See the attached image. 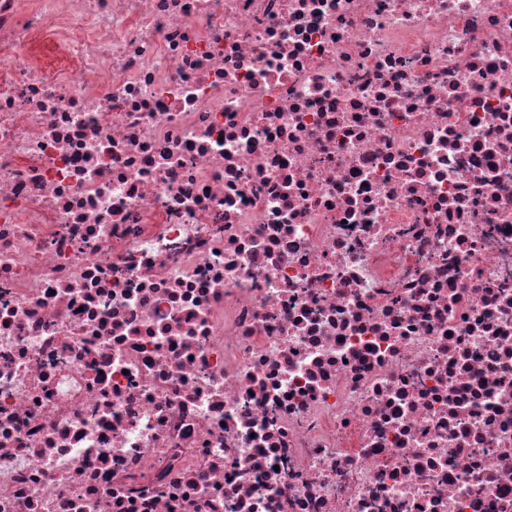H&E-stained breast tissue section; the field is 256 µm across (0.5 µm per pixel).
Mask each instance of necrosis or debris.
Masks as SVG:
<instances>
[{"instance_id": "4bbe7bcc", "label": "necrosis or debris", "mask_w": 512, "mask_h": 512, "mask_svg": "<svg viewBox=\"0 0 512 512\" xmlns=\"http://www.w3.org/2000/svg\"><path fill=\"white\" fill-rule=\"evenodd\" d=\"M0 512H512V0H0Z\"/></svg>"}]
</instances>
